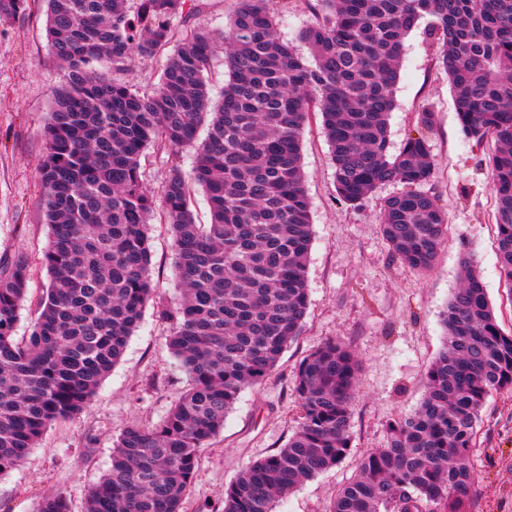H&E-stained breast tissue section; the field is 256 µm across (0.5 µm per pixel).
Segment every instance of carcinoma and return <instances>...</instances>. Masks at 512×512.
Here are the masks:
<instances>
[{
	"label": "carcinoma",
	"mask_w": 512,
	"mask_h": 512,
	"mask_svg": "<svg viewBox=\"0 0 512 512\" xmlns=\"http://www.w3.org/2000/svg\"><path fill=\"white\" fill-rule=\"evenodd\" d=\"M50 49L65 66L44 126L38 169L50 242L49 285L34 327L16 340L29 267L0 269V475L51 425L80 414L119 361L153 296L148 225L170 226L182 300L157 310L189 383L159 424L127 425L86 512H184L202 448L245 388L265 383L299 336L313 241L302 131L321 115L338 197L356 207L386 183L379 225L392 256L425 272L448 230L427 190V136L389 152L405 38L424 19L447 70L462 132L496 148L488 160L500 269L512 283V0H317L298 34L312 57L277 35L271 0H239L219 35L190 24L186 0H41ZM180 22L175 26L174 22ZM224 46V97L205 73ZM172 48L154 91L98 73L130 55ZM209 126L204 140L198 130ZM194 152L190 176L171 163L158 192L141 180L146 150ZM210 221L192 209L196 190ZM445 312L446 341L420 405L389 424L330 512H467L469 457L488 396L512 392V334L504 332L476 266ZM360 361L328 340L293 374L300 420L288 443L224 489V512H275L299 484L344 460ZM38 512H68L61 494Z\"/></svg>",
	"instance_id": "carcinoma-1"
}]
</instances>
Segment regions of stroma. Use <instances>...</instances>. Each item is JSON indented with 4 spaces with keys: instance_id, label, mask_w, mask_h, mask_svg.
<instances>
[{
    "instance_id": "35a3bbf8",
    "label": "stroma",
    "mask_w": 512,
    "mask_h": 512,
    "mask_svg": "<svg viewBox=\"0 0 512 512\" xmlns=\"http://www.w3.org/2000/svg\"><path fill=\"white\" fill-rule=\"evenodd\" d=\"M45 26L43 10L34 7L0 17V264L21 257L31 270L29 298L16 328L20 339L29 336L38 300L49 285L42 263L49 227L38 168L43 126L65 72L51 53ZM165 62L162 51L135 54L125 70L107 76L146 95ZM426 107L436 114L427 134L435 162L430 188L448 213V234L434 267L424 274L394 259L379 231L381 203L400 193L401 184L382 186L359 207L345 205L335 192L321 125L314 120L306 127L303 167L314 240L302 332L263 385L240 393L223 430L202 450L184 512H222L224 489L238 473L287 443L299 421L291 391L295 367L333 339L361 361L350 451L338 466L304 482L277 505V512H329L360 459L385 446L388 424L419 405L425 372L444 344L443 315L460 286L464 258L477 265L501 328L512 331V288L500 273L488 167L495 142L462 132L448 75L422 25L404 43L389 116L392 151L415 134L417 114ZM150 235L156 298L176 303L180 292L169 227L151 225ZM169 333V324L147 307L90 404L76 418L48 427L24 462L0 476V512H36L43 497L53 493L65 496L70 512H85L88 494L110 468L113 443L124 427L161 421L187 387V374L168 347ZM471 467V512H512V393L489 397Z\"/></svg>"
}]
</instances>
